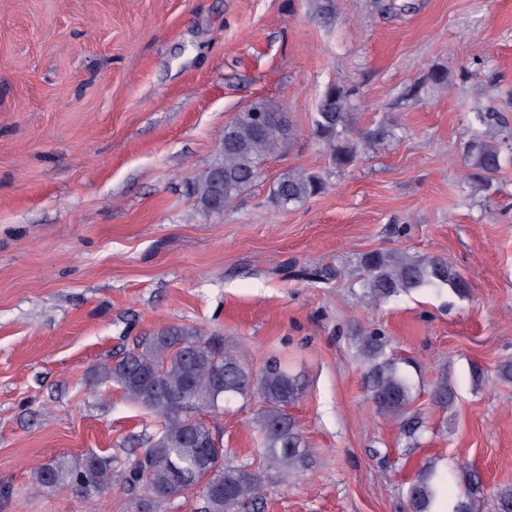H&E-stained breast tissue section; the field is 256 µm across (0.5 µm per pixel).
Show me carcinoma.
I'll return each mask as SVG.
<instances>
[{
    "label": "carcinoma",
    "mask_w": 512,
    "mask_h": 512,
    "mask_svg": "<svg viewBox=\"0 0 512 512\" xmlns=\"http://www.w3.org/2000/svg\"><path fill=\"white\" fill-rule=\"evenodd\" d=\"M350 93L330 85L322 93L313 118V134L332 161L346 166L354 159ZM294 135L288 113L260 100L237 114L219 137L214 160L192 183V197L200 209L213 212L216 176L223 179L224 208L231 207L257 177L260 162L281 151ZM472 166L492 176L504 161L501 144L477 135L468 145ZM324 181L314 172L290 170L272 186L278 207L296 206L322 193ZM362 299L375 304L414 290L449 289L463 298L469 292L464 276L444 259L422 260L407 254L372 251L362 255ZM383 336L372 332L359 339L358 351L368 364L367 386L379 411L399 422L405 438L417 439L421 424L410 416L414 391L399 361L386 352ZM103 382L117 385L131 400L161 419L140 454L104 457L89 453L78 460L52 459L32 475L37 488L69 486L84 498H93L118 486L135 493L128 512H168L171 504L192 491L204 502L200 512H239L261 507L269 478L282 482L303 470L310 453L295 420L286 408L303 394L302 383L277 360L254 370L247 355L224 350V339L205 337L193 326H166L141 338L115 362L100 366ZM251 394L263 405L257 413L260 465L252 468L224 459V445L213 429L180 414L183 408L221 414L224 404ZM455 393L442 377L431 392V403L448 407ZM464 491L448 504V512H474L484 497L480 476L462 472ZM437 500L432 472L424 469L405 491V512H433Z\"/></svg>",
    "instance_id": "obj_1"
}]
</instances>
